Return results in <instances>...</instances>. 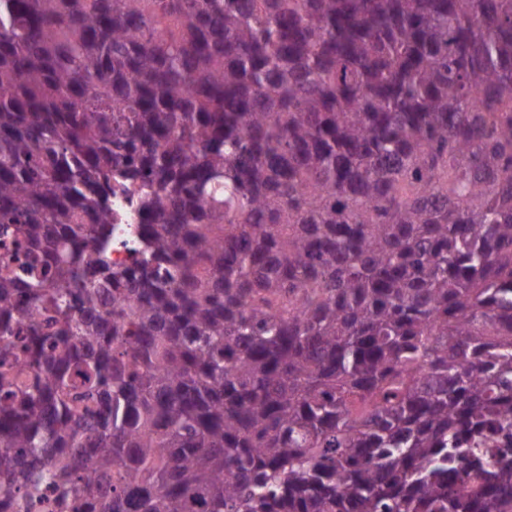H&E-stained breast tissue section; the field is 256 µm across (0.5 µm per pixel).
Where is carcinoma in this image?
Wrapping results in <instances>:
<instances>
[{"label": "carcinoma", "instance_id": "cac0c4a2", "mask_svg": "<svg viewBox=\"0 0 512 512\" xmlns=\"http://www.w3.org/2000/svg\"><path fill=\"white\" fill-rule=\"evenodd\" d=\"M497 440L512 0H0L1 501L512 512ZM115 213V224H112V267L123 268L130 259V252L136 245V228L139 217L134 208L124 198L113 201L112 216Z\"/></svg>", "mask_w": 512, "mask_h": 512}]
</instances>
